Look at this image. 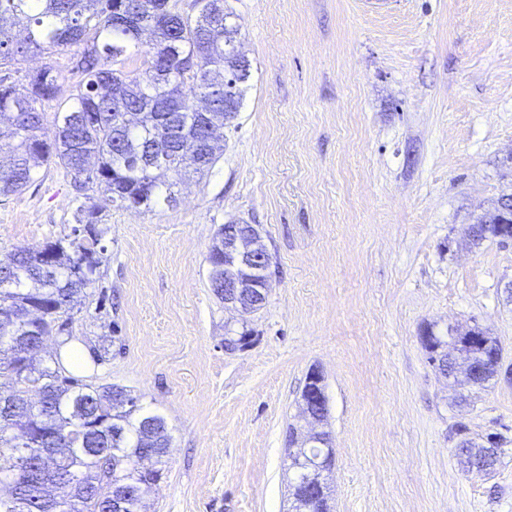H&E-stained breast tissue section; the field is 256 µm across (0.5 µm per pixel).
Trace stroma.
<instances>
[{
    "instance_id": "35a3bbf8",
    "label": "stroma",
    "mask_w": 512,
    "mask_h": 512,
    "mask_svg": "<svg viewBox=\"0 0 512 512\" xmlns=\"http://www.w3.org/2000/svg\"><path fill=\"white\" fill-rule=\"evenodd\" d=\"M251 77L224 152L150 211L94 200L105 262L73 343L105 347L66 376L118 384L172 434L148 512H288L284 460L311 370L324 377L333 512H512V385L458 401L425 327L473 324L512 364V242L471 224L512 192V0H227ZM75 48L28 56L59 70L44 138L69 97ZM81 200L50 164L0 198V260L70 233ZM259 225L265 306L213 293L219 225ZM251 329L230 352L228 331ZM502 436L483 473L457 424Z\"/></svg>"
}]
</instances>
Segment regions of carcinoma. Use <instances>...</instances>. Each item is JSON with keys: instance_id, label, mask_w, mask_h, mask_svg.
<instances>
[{"instance_id": "1", "label": "carcinoma", "mask_w": 512, "mask_h": 512, "mask_svg": "<svg viewBox=\"0 0 512 512\" xmlns=\"http://www.w3.org/2000/svg\"><path fill=\"white\" fill-rule=\"evenodd\" d=\"M224 0H0V197L21 193L35 170L53 163L121 209L152 210L176 201L173 188L203 175L224 147L208 123L239 112L251 71L237 72L224 44ZM79 47L81 79L57 101L53 140L42 139L43 103L56 101L59 73L46 64L12 77L30 53ZM512 215L480 221L478 239L508 233ZM108 233L96 205L77 208L71 233L0 261V473L17 482L0 512H147L171 434L166 419L124 386L80 384L37 361L49 340L67 342L68 326L101 277L95 245ZM224 265V225L208 255ZM476 358L483 384L494 380L498 341L483 331ZM330 487L299 500V512H331Z\"/></svg>"}]
</instances>
